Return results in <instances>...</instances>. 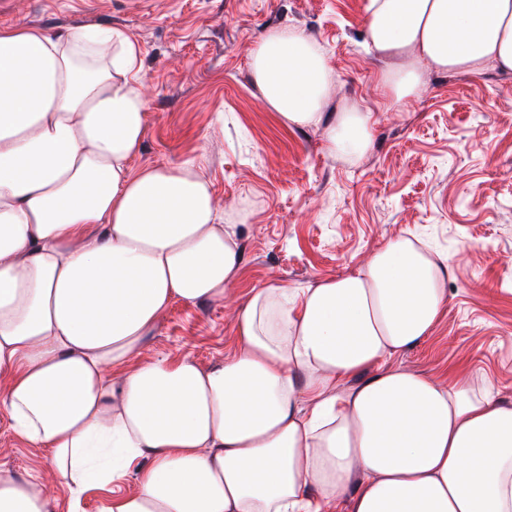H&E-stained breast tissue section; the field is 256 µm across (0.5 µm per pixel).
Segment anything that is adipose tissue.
<instances>
[{"instance_id": "1", "label": "adipose tissue", "mask_w": 512, "mask_h": 512, "mask_svg": "<svg viewBox=\"0 0 512 512\" xmlns=\"http://www.w3.org/2000/svg\"><path fill=\"white\" fill-rule=\"evenodd\" d=\"M365 47L400 59L379 77L391 107L429 71L512 72V0H370ZM250 71L288 125L325 124L331 155L370 149V113L324 123L330 69L302 31L269 29ZM141 79L121 30H0V409L50 450L72 512L131 467L105 512H512V404L389 364L446 303L448 257L417 236L251 288L219 364L143 356L170 304L223 301L242 253L197 163L132 168ZM0 512L50 500L1 472Z\"/></svg>"}]
</instances>
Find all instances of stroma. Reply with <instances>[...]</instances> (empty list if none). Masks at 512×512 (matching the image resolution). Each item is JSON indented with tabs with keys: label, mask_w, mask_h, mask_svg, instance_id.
I'll list each match as a JSON object with an SVG mask.
<instances>
[{
	"label": "stroma",
	"mask_w": 512,
	"mask_h": 512,
	"mask_svg": "<svg viewBox=\"0 0 512 512\" xmlns=\"http://www.w3.org/2000/svg\"><path fill=\"white\" fill-rule=\"evenodd\" d=\"M369 0H9L0 27L64 34L116 28L136 42L148 105L134 168L194 161L224 221L238 227L242 275L227 302H174L144 356L209 367L233 352L234 307L276 279L293 288L355 269L402 233L447 254L448 303L431 334L393 366L443 376L466 369L512 402V72L431 73L400 108L384 105L386 63L361 43ZM291 25L333 73L325 121L357 104L373 143L357 162L329 155L322 126L293 128L255 86L250 55ZM0 471L32 476L69 512L47 451L0 412Z\"/></svg>",
	"instance_id": "stroma-1"
}]
</instances>
